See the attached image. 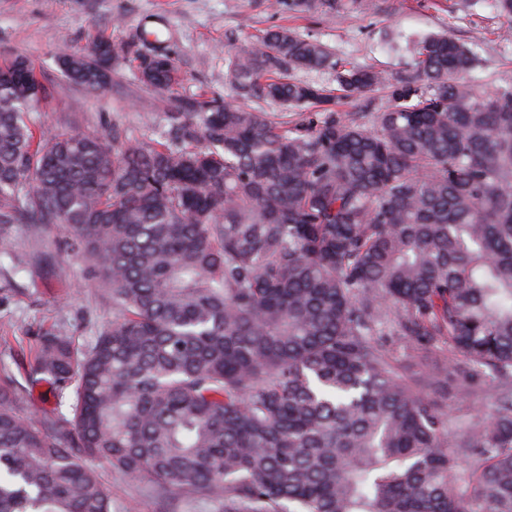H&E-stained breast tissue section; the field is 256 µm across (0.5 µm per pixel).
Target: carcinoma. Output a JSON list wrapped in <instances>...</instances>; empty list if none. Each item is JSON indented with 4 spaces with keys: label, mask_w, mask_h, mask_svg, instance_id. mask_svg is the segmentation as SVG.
I'll list each match as a JSON object with an SVG mask.
<instances>
[{
    "label": "carcinoma",
    "mask_w": 512,
    "mask_h": 512,
    "mask_svg": "<svg viewBox=\"0 0 512 512\" xmlns=\"http://www.w3.org/2000/svg\"><path fill=\"white\" fill-rule=\"evenodd\" d=\"M151 36L57 64L99 92L132 54L164 93L178 74L165 49L138 53ZM476 62L446 32L405 73L271 27L224 54L249 107L169 97L148 142L114 124L36 144L41 85L24 57L1 65L0 236L64 228L112 324L85 349L38 342L29 381L70 391L67 425L23 418L0 382V512H112L88 457L218 512H512V81L477 91ZM296 70L335 72L337 94ZM374 90L383 110L337 109ZM391 323L496 371V410L451 441L373 342ZM467 453L481 464L465 473Z\"/></svg>",
    "instance_id": "cac0c4a2"
}]
</instances>
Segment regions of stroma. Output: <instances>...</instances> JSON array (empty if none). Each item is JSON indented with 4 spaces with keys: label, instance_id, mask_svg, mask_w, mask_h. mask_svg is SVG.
<instances>
[{
    "label": "stroma",
    "instance_id": "obj_1",
    "mask_svg": "<svg viewBox=\"0 0 512 512\" xmlns=\"http://www.w3.org/2000/svg\"><path fill=\"white\" fill-rule=\"evenodd\" d=\"M147 20L156 21L182 79L177 96H223L224 50L230 36L245 37L274 25L294 24L319 38L337 58L373 64L391 72L411 66L413 40L445 31L478 45L472 73L481 90L512 78V39L503 40L508 23L490 0H341L333 13L318 11L290 20L272 11L268 0H0V62L24 56L44 88L28 114L34 136L46 131L92 132L118 123L135 137L152 138L142 100L152 91L136 78L134 67L119 60L106 89L90 92L69 83L56 59L65 50H81L93 41H127ZM1 247L27 262L26 271L0 265V377L22 381L32 364L40 336L67 329L76 346L87 347L112 320V298L97 288L67 233L46 225L33 237L14 225ZM402 379L431 397L451 419L455 431L488 416L497 406L498 378L491 372L470 379L448 368V347L437 343L411 349L405 337L377 339ZM112 495L113 512H216L201 498L161 500L145 477L90 462Z\"/></svg>",
    "mask_w": 512,
    "mask_h": 512
}]
</instances>
